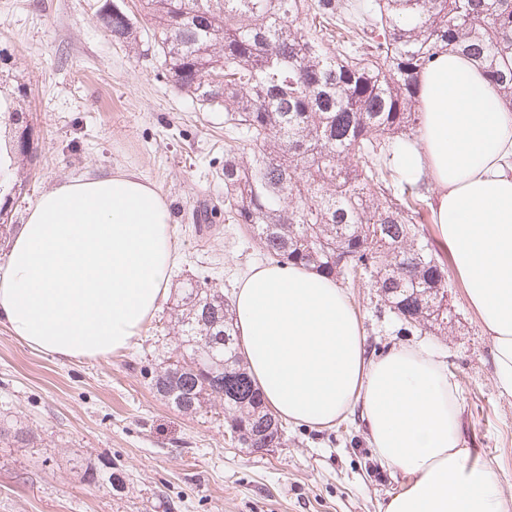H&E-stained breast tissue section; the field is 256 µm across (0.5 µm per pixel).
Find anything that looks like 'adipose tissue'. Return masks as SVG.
<instances>
[{
    "label": "adipose tissue",
    "instance_id": "ef3b65f1",
    "mask_svg": "<svg viewBox=\"0 0 512 512\" xmlns=\"http://www.w3.org/2000/svg\"><path fill=\"white\" fill-rule=\"evenodd\" d=\"M417 142L395 156L429 174L441 239L492 344L494 380L512 396V108L473 62L438 55L420 81ZM171 214L140 174L87 175L44 191L0 266V322L61 360L126 349L165 296ZM250 374L275 414L331 430L360 414L382 465L408 481L383 512H512L490 461L462 436L457 385L431 347L377 358L335 280L256 265L235 293Z\"/></svg>",
    "mask_w": 512,
    "mask_h": 512
}]
</instances>
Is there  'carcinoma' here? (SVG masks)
<instances>
[{
  "label": "carcinoma",
  "instance_id": "carcinoma-1",
  "mask_svg": "<svg viewBox=\"0 0 512 512\" xmlns=\"http://www.w3.org/2000/svg\"><path fill=\"white\" fill-rule=\"evenodd\" d=\"M100 11L112 41L139 26ZM150 44L174 88L224 108V219L243 224L274 261L371 288L404 333H447L456 313L448 265L423 229L435 223L425 178L403 174L396 145L422 122L418 80L443 50L471 59L512 104V0H142ZM0 154V237L10 199L36 158L11 105ZM179 343L152 387L196 414L224 409L230 439L286 445V427L250 378L230 300L198 280L170 313Z\"/></svg>",
  "mask_w": 512,
  "mask_h": 512
}]
</instances>
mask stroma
<instances>
[{"mask_svg": "<svg viewBox=\"0 0 512 512\" xmlns=\"http://www.w3.org/2000/svg\"><path fill=\"white\" fill-rule=\"evenodd\" d=\"M105 0H0V46L27 89L37 159L11 224L52 185L86 173L138 171L168 203L171 287L208 280L233 295L263 262L245 227L209 222L224 206V114L165 79L146 39L127 47L101 26ZM368 354L437 345L454 378L463 438L492 462L512 500V396L493 380L491 342L463 285L443 336L404 335L368 288L350 289ZM177 337L168 302L107 357L60 361L0 325V512H382L405 477L381 468L360 417L333 430L288 426L281 448L232 442L214 413L184 414L151 385L158 348Z\"/></svg>", "mask_w": 512, "mask_h": 512, "instance_id": "obj_1", "label": "stroma"}]
</instances>
